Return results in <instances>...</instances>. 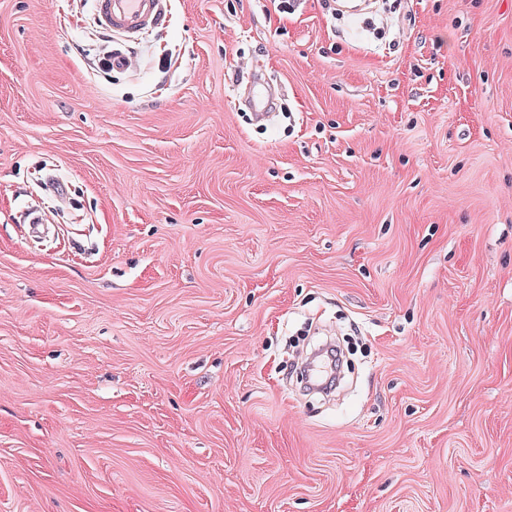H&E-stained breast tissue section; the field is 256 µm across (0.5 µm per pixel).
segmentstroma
I'll list each match as a JSON object with an SVG mask.
<instances>
[{
  "instance_id": "35a3bbf8",
  "label": "stroma",
  "mask_w": 512,
  "mask_h": 512,
  "mask_svg": "<svg viewBox=\"0 0 512 512\" xmlns=\"http://www.w3.org/2000/svg\"><path fill=\"white\" fill-rule=\"evenodd\" d=\"M168 8L0 0V512H512V0ZM165 0H93L94 19L112 39V69L127 70L134 64L127 44L145 31L162 28L168 21ZM114 44L118 45L117 47Z\"/></svg>"
}]
</instances>
